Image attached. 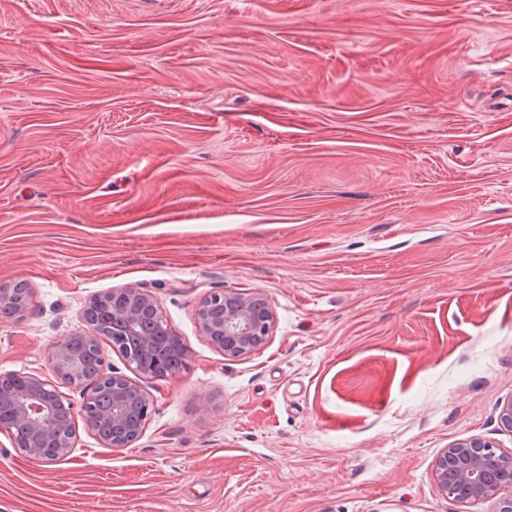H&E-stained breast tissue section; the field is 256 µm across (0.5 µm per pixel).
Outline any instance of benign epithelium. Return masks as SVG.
I'll use <instances>...</instances> for the list:
<instances>
[{"label": "benign epithelium", "instance_id": "benign-epithelium-1", "mask_svg": "<svg viewBox=\"0 0 512 512\" xmlns=\"http://www.w3.org/2000/svg\"><path fill=\"white\" fill-rule=\"evenodd\" d=\"M0 305L14 307V316L21 318L28 305L24 288H1ZM125 332L138 336L136 353L123 351V357L135 371L154 375L148 359L158 337L166 336L172 348L181 354L182 363L190 359L181 337L167 326L154 297L139 288H112L90 298L82 311L85 330L52 343L48 360L55 376L64 384L78 388L80 358L72 343L84 340L104 365L102 342L117 348L122 341L104 332L103 317ZM275 322V312L262 293L242 294L232 291L213 293L197 311L200 334L209 344L228 358L245 356L261 346ZM98 392L105 393V403L83 393L80 407L66 400L53 382L36 374L20 376L16 386L0 391L11 401L13 416L19 426L27 428L33 441H15L21 454L38 461L68 457L73 450L71 435L76 420L83 421L107 448H126L143 432L151 403L138 392V406L131 405L129 394L135 389L126 375L118 371L98 370ZM434 476L438 488L448 498L465 506L480 500H494L496 512H512V454H507L491 439L473 437L448 446L435 460Z\"/></svg>", "mask_w": 512, "mask_h": 512}]
</instances>
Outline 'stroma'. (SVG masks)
I'll list each match as a JSON object with an SVG mask.
<instances>
[{
	"mask_svg": "<svg viewBox=\"0 0 512 512\" xmlns=\"http://www.w3.org/2000/svg\"><path fill=\"white\" fill-rule=\"evenodd\" d=\"M0 373L55 375L94 294L192 352L107 448L0 429V512H494L437 456L512 400V0H0ZM265 293L266 342L201 336ZM0 305L14 307V314L17 319L21 318L28 305V293L25 288H1L0 289ZM274 322V309L263 293L215 292L197 311L200 334L228 358L245 356L261 346Z\"/></svg>",
	"mask_w": 512,
	"mask_h": 512,
	"instance_id": "stroma-1",
	"label": "stroma"
}]
</instances>
